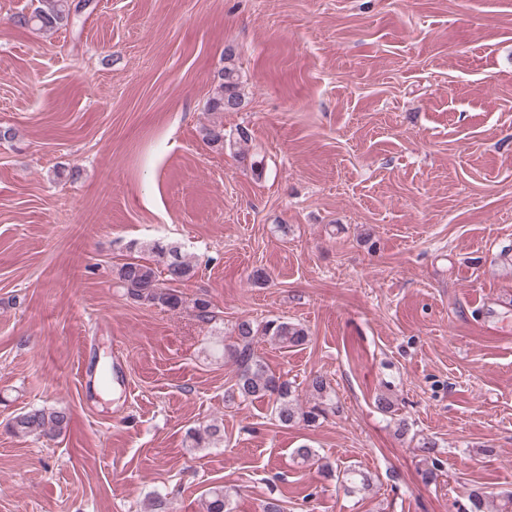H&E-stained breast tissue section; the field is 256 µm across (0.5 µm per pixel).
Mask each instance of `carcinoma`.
<instances>
[{"instance_id":"obj_1","label":"carcinoma","mask_w":512,"mask_h":512,"mask_svg":"<svg viewBox=\"0 0 512 512\" xmlns=\"http://www.w3.org/2000/svg\"><path fill=\"white\" fill-rule=\"evenodd\" d=\"M89 8V0H41V6L30 14L17 16V24L37 30H59L74 24L76 18ZM241 98V76L232 59L219 74V81L207 101V110L214 113L226 112L238 107ZM133 256L117 270V279L125 295L135 302L168 310H177L185 303L179 286L194 276V268L181 260L178 248L159 243L129 245ZM148 251L154 262L149 263L135 256ZM236 341L224 347V352L237 365V380L228 393L229 398L256 400L271 403V414L278 425L289 427L297 422L314 424L326 414L327 408L315 404L303 409L299 403L297 387L281 374L271 371L255 356L253 341L261 336L270 342L287 348L306 344L308 330L301 324L278 317L255 322L250 319L239 321L235 326ZM327 379L315 373L307 379V389L320 398L327 396ZM70 422V414L64 408H32L17 415L11 424L14 434L41 436L61 433ZM221 429L216 424L193 428L187 432L191 447L204 448L216 441ZM341 481L350 493L367 492L372 488V479L366 472L345 469ZM206 512H231L230 495L222 486H215L208 492Z\"/></svg>"}]
</instances>
